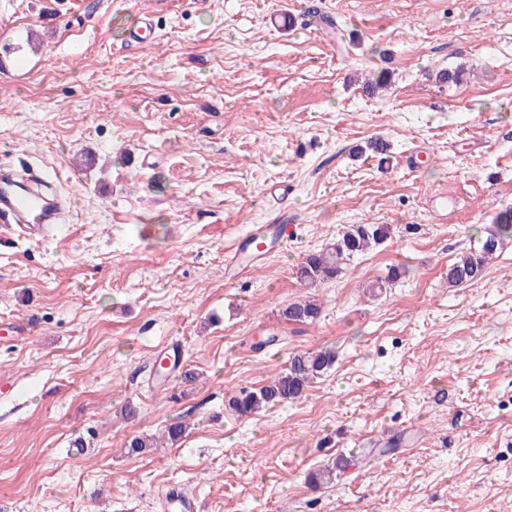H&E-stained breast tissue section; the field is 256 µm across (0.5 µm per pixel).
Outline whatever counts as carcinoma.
Instances as JSON below:
<instances>
[{"mask_svg":"<svg viewBox=\"0 0 512 512\" xmlns=\"http://www.w3.org/2000/svg\"><path fill=\"white\" fill-rule=\"evenodd\" d=\"M385 236L386 231L380 225L353 224L325 248L307 255L298 268V279L309 287L335 279L347 262L381 244ZM508 236L512 237V208L497 216L495 230L488 233L480 250L460 256L448 267V283L460 285L479 278L486 260ZM319 314V306L310 300L293 302L283 311L286 320L296 323L311 322ZM335 360V353L327 349L296 354L285 371L257 389L240 390L231 397L229 406L238 416L247 418L277 403L294 401L326 373Z\"/></svg>","mask_w":512,"mask_h":512,"instance_id":"cac0c4a2","label":"carcinoma"}]
</instances>
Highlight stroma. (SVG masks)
Wrapping results in <instances>:
<instances>
[{
	"label": "stroma",
	"instance_id": "1",
	"mask_svg": "<svg viewBox=\"0 0 512 512\" xmlns=\"http://www.w3.org/2000/svg\"><path fill=\"white\" fill-rule=\"evenodd\" d=\"M313 5L337 40L303 25ZM19 164L74 205L0 233V512H169L174 491L195 512H512V237L448 282L512 207V0H0ZM283 211L287 242L226 276ZM352 224L387 235L303 287ZM309 297L314 323L283 319ZM325 348L301 399L230 409ZM135 435L159 444L128 455ZM508 236L512 237V208L497 216L495 230L488 233L480 250L460 256L448 267V282L460 285L479 278L486 260L496 252L502 239Z\"/></svg>",
	"mask_w": 512,
	"mask_h": 512
}]
</instances>
